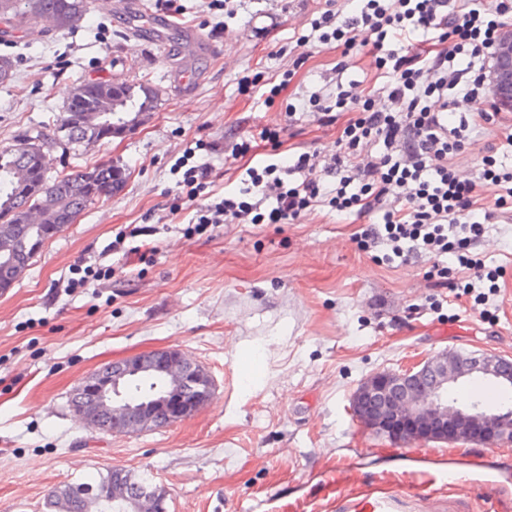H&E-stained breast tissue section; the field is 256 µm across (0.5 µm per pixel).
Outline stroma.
Segmentation results:
<instances>
[{
    "instance_id": "obj_1",
    "label": "stroma",
    "mask_w": 512,
    "mask_h": 512,
    "mask_svg": "<svg viewBox=\"0 0 512 512\" xmlns=\"http://www.w3.org/2000/svg\"><path fill=\"white\" fill-rule=\"evenodd\" d=\"M181 37L148 43L123 0H88L70 28L0 42L14 59L0 84V149L18 133L52 131L75 86L117 77L158 90L141 124L76 147L45 148L49 175L112 163L124 188L89 208L48 241L24 274L0 292V512H45L55 486L94 482L112 467L145 472L169 493V512H278L318 498L336 469L361 463L382 472L432 474L456 465L463 480L428 497L397 495L391 512H485L478 485L492 481L512 506V446L395 443L366 430L351 397L369 375L439 353L476 351L512 358V205L483 183L493 211L478 251L499 270L500 291L486 305L488 281L453 255L384 260L362 250L365 221L320 207L289 224L186 228L216 197L235 190L248 167L288 159L291 148L328 166L342 123L323 125L309 97L328 104L345 89L374 90L383 104L388 77L370 47L341 52L311 25L324 0H179ZM254 87L241 93V82ZM494 111L478 144L458 153L462 175H477L484 145L512 170V112L491 96L463 103ZM283 128L280 146L263 127ZM253 159L236 158L241 137ZM209 165L214 188L169 209L183 179L181 161ZM448 270L446 285L431 271ZM86 285L69 290L70 279ZM497 309L496 320L482 307ZM176 348L202 365L212 397L190 418L159 429H91L68 406L77 383L104 364ZM460 403L494 411L512 390L490 380L454 387Z\"/></svg>"
}]
</instances>
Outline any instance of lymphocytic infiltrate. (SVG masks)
Wrapping results in <instances>:
<instances>
[{"mask_svg":"<svg viewBox=\"0 0 512 512\" xmlns=\"http://www.w3.org/2000/svg\"><path fill=\"white\" fill-rule=\"evenodd\" d=\"M512 19V0H495L491 13H481L477 0H366L353 13L343 8L323 12L317 22L321 39L345 48L372 45L380 65L389 66L386 103L375 107L372 96H350L343 91L338 106L349 107L339 139L341 150L329 169L336 176L335 190H327L317 175L313 154L301 153L294 165L304 178L286 184L284 167L271 163L249 168L238 194L211 205L215 224H287L316 206L353 212L369 223L360 235L363 248L384 247L409 259L414 254H456L460 266L481 273L484 261L473 247L483 234L477 218L482 182L505 185L499 204L512 199V173L495 168L493 155H483L478 177L459 173L452 158L474 144L492 115L481 112L448 122L445 109L432 108L431 100L463 102L485 93L486 63L498 31ZM440 29L454 38L451 49L436 55L393 56L386 40L407 41L419 30ZM467 63L455 65L457 55ZM379 140L383 155H365V143ZM360 190L349 193L352 183Z\"/></svg>","mask_w":512,"mask_h":512,"instance_id":"1","label":"lymphocytic infiltrate"}]
</instances>
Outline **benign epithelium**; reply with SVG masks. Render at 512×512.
<instances>
[{"label":"benign epithelium","instance_id":"benign-epithelium-1","mask_svg":"<svg viewBox=\"0 0 512 512\" xmlns=\"http://www.w3.org/2000/svg\"><path fill=\"white\" fill-rule=\"evenodd\" d=\"M493 104L500 112H512V25H506L495 44L493 65L489 72ZM17 246L7 239L0 246V256L9 258L10 279L0 290L12 287L29 266V260L17 261ZM195 369L194 384L198 394L185 400L186 367ZM143 373H155L170 382V387L151 403L134 406L122 401L117 392L122 381ZM483 378L505 386L512 384V360L501 355L446 352L400 371H381L368 377L353 395L357 419L375 434L394 441L434 442L449 445L512 444V412L483 410L477 404L463 405L448 398V389L464 378ZM78 392H92L103 419L93 412L80 410L87 424L106 432L145 430L166 414L174 423L191 417L208 401L214 384L206 369L188 362L177 349H161L136 354L110 366L101 367L77 385ZM131 502L147 512H166L165 503L134 486Z\"/></svg>","mask_w":512,"mask_h":512}]
</instances>
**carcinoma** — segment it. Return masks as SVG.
Wrapping results in <instances>:
<instances>
[{
  "mask_svg": "<svg viewBox=\"0 0 512 512\" xmlns=\"http://www.w3.org/2000/svg\"><path fill=\"white\" fill-rule=\"evenodd\" d=\"M29 5V12L21 17L16 0H0V19L18 18L28 24L36 15H49L58 27L66 28L81 21L87 11V0H29ZM93 86L99 88L92 96L94 108L106 110L103 122L92 130L98 141L134 125L155 108V96L145 85L137 87L124 81L116 86L104 80ZM88 116V112L65 113L59 126L64 132L60 137L63 149L84 140ZM43 166L45 162L36 155L22 160L11 148L0 150V234L17 236L20 245L39 239L43 231V225L27 221L29 211L39 213L47 224H73L96 201L112 196L126 179L125 170L112 164L93 167L91 179L82 171L45 179ZM163 386L161 378L143 375L127 385L125 396L131 401H148ZM131 482L148 488L158 499L166 496V490L150 478L113 468L93 484L70 483L55 488L48 494L47 505L55 512H121Z\"/></svg>",
  "mask_w": 512,
  "mask_h": 512,
  "instance_id": "carcinoma-1",
  "label": "carcinoma"
}]
</instances>
